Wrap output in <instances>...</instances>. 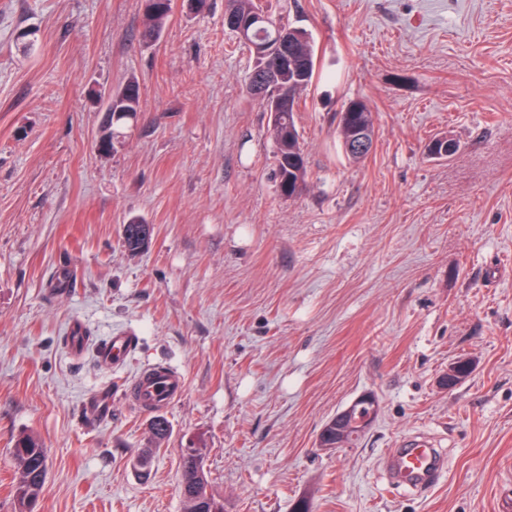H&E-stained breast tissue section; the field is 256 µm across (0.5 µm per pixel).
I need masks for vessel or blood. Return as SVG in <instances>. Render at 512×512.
Here are the masks:
<instances>
[{
	"mask_svg": "<svg viewBox=\"0 0 512 512\" xmlns=\"http://www.w3.org/2000/svg\"><path fill=\"white\" fill-rule=\"evenodd\" d=\"M138 344L134 331L115 332L98 350L103 366L120 367ZM134 397L140 407L159 410L180 399L185 392V378L166 365L144 367L133 383ZM383 468L395 488L423 494L443 475V458L430 440L410 436L388 449Z\"/></svg>",
	"mask_w": 512,
	"mask_h": 512,
	"instance_id": "vessel-or-blood-1",
	"label": "vessel or blood"
}]
</instances>
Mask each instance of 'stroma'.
<instances>
[{"label": "stroma", "mask_w": 512, "mask_h": 512, "mask_svg": "<svg viewBox=\"0 0 512 512\" xmlns=\"http://www.w3.org/2000/svg\"><path fill=\"white\" fill-rule=\"evenodd\" d=\"M257 2L314 40L294 198L225 0H175L154 43L141 0H0V512L23 434L47 450L39 512H183L188 446L224 512H512V0ZM132 77L143 110L98 153L92 96ZM352 99L375 117L361 161L336 133ZM436 136L456 153L429 157ZM134 217L153 227L136 256ZM123 329L137 350L101 366ZM460 359L473 373L442 388ZM160 363L186 392L144 473L157 413L128 390ZM364 394L379 411L361 441L319 448ZM418 433L448 450L420 496L382 468ZM147 226L142 220L133 218L123 225V239L130 255L140 254L150 243L152 233L147 237ZM138 336L134 331L121 330L115 332L98 349V359L105 367H120L138 344Z\"/></svg>", "instance_id": "stroma-1"}]
</instances>
